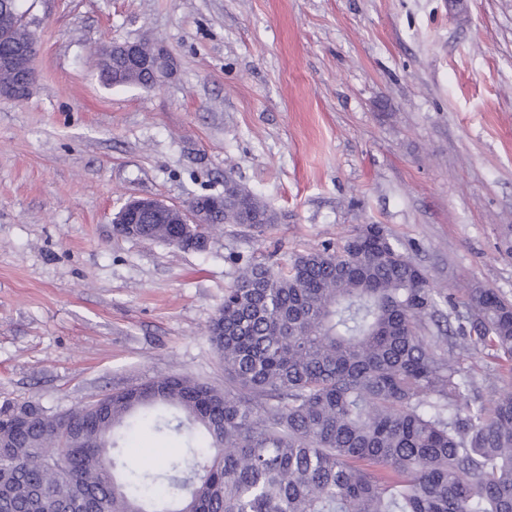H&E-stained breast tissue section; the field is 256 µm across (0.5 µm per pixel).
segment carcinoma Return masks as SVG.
<instances>
[{"label":"carcinoma","instance_id":"obj_1","mask_svg":"<svg viewBox=\"0 0 512 512\" xmlns=\"http://www.w3.org/2000/svg\"><path fill=\"white\" fill-rule=\"evenodd\" d=\"M20 45L35 33L0 0V56ZM0 87L12 101L29 92L11 69ZM224 186L206 230L278 222ZM129 227L167 244L183 234L169 216ZM208 335L222 390L158 376L106 397L97 420L88 404L27 403L25 431L1 406L0 512H512V386L486 405L452 358L512 366L507 296L478 285L455 300L385 226L362 224L335 248L239 268ZM142 428L183 435L187 454L129 468L125 441Z\"/></svg>","mask_w":512,"mask_h":512}]
</instances>
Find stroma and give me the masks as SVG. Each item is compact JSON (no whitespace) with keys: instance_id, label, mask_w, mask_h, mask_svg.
<instances>
[{"instance_id":"obj_1","label":"stroma","mask_w":512,"mask_h":512,"mask_svg":"<svg viewBox=\"0 0 512 512\" xmlns=\"http://www.w3.org/2000/svg\"><path fill=\"white\" fill-rule=\"evenodd\" d=\"M29 96L0 100V405L63 414L182 373L216 387L207 327L238 261L384 225L435 287L512 298V0H26ZM172 58L112 88L95 48ZM279 216L206 251L112 231L130 196L186 205L225 180ZM491 402L508 379L458 357ZM142 430L127 461L183 455Z\"/></svg>"}]
</instances>
